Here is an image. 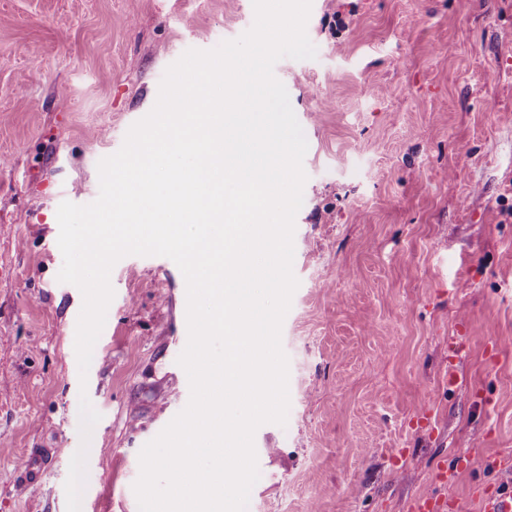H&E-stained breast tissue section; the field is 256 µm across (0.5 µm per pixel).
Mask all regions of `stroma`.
I'll list each match as a JSON object with an SVG mask.
<instances>
[{
  "mask_svg": "<svg viewBox=\"0 0 512 512\" xmlns=\"http://www.w3.org/2000/svg\"><path fill=\"white\" fill-rule=\"evenodd\" d=\"M254 19L252 0H0V512H67L83 445L81 512H139V453L190 397L186 282L164 256L119 260L80 377L57 209L97 199L169 65ZM306 32L315 59L274 67L308 144L290 409L255 433L246 512H407L458 453L447 495L481 512L486 460L512 456V0H312Z\"/></svg>",
  "mask_w": 512,
  "mask_h": 512,
  "instance_id": "35a3bbf8",
  "label": "stroma"
}]
</instances>
